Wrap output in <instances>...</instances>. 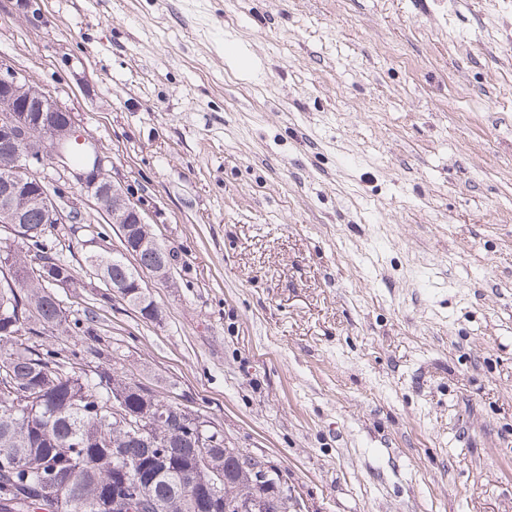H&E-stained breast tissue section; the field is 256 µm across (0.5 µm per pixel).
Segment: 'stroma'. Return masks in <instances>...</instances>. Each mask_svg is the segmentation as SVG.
I'll use <instances>...</instances> for the list:
<instances>
[{
	"instance_id": "1",
	"label": "stroma",
	"mask_w": 512,
	"mask_h": 512,
	"mask_svg": "<svg viewBox=\"0 0 512 512\" xmlns=\"http://www.w3.org/2000/svg\"><path fill=\"white\" fill-rule=\"evenodd\" d=\"M0 64L174 255L152 322L56 291L123 372L289 512H512V0H0Z\"/></svg>"
}]
</instances>
